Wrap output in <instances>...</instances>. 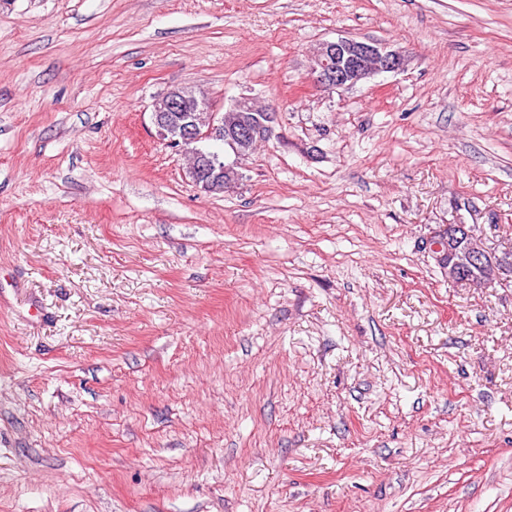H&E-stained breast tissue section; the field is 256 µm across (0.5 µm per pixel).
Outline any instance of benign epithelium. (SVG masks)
Here are the masks:
<instances>
[{
  "label": "benign epithelium",
  "instance_id": "1",
  "mask_svg": "<svg viewBox=\"0 0 512 512\" xmlns=\"http://www.w3.org/2000/svg\"><path fill=\"white\" fill-rule=\"evenodd\" d=\"M404 57L379 43H366L340 37L334 41L322 43L316 54V66L313 68L315 82L325 88H348L376 74L396 72L403 69ZM187 112L184 127L174 125L169 113L178 110ZM210 112L212 119L219 113L212 111L208 101L201 100L189 104L179 87L168 90L162 98L153 104L151 120L159 138L167 143L190 144L210 135L201 131L195 122L193 113ZM275 120V113L262 110V117L240 128L224 129V145L234 153L239 147L251 145L266 139ZM196 163L189 168L193 183L205 190L224 176L226 165L217 155L207 156L195 152ZM472 226L469 224H448L436 233V238L427 243L429 251L439 264L448 268L449 275H456L472 288H488L494 281L469 280L471 267H480L485 263L484 250L472 241Z\"/></svg>",
  "mask_w": 512,
  "mask_h": 512
}]
</instances>
